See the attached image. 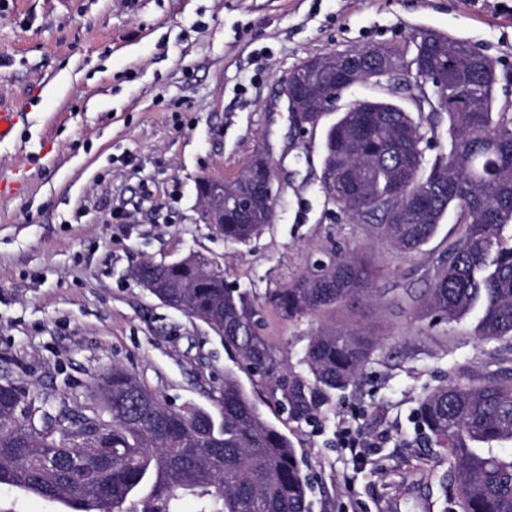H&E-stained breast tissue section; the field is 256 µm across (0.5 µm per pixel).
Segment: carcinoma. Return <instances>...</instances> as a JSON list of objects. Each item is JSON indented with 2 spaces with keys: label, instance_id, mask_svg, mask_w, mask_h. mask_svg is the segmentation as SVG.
<instances>
[{
  "label": "carcinoma",
  "instance_id": "1",
  "mask_svg": "<svg viewBox=\"0 0 512 512\" xmlns=\"http://www.w3.org/2000/svg\"><path fill=\"white\" fill-rule=\"evenodd\" d=\"M422 54L426 72L448 70V87L432 86L447 105L414 114L396 102L379 112H344L326 134L324 165L336 162V204L354 217L373 218L376 234L405 254L431 239L453 209L462 235L415 296L421 312L451 322L476 308L478 335L486 341L512 337V107L499 105L495 62L462 40L438 35L435 44L390 48L399 64ZM448 114L449 150L428 159L425 128ZM274 188L255 224L224 210V239L246 243L272 223ZM191 271L170 270L172 287L160 289L189 316L223 332L224 343L256 374L275 381L281 361L257 332L258 310L247 293L224 285L216 272L181 284ZM375 270L358 254L334 253L328 261L269 295L282 318L295 321L352 306L382 292ZM362 327H321L309 337L301 360L307 377L293 374L283 397L300 418L323 404L327 393L361 375L379 348ZM112 381V463L101 466L81 443L60 444L55 434L77 431L101 413L74 420L30 407L24 392L0 379V488H21L70 512H132L143 495V512H179L182 491H200L199 512H309L308 483L288 437L266 420L240 381L224 375L217 412L177 410L145 389L126 370L103 372ZM418 425L448 458L458 480L461 512H512V384L496 377L450 380L424 394Z\"/></svg>",
  "mask_w": 512,
  "mask_h": 512
}]
</instances>
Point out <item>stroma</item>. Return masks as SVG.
<instances>
[{"mask_svg":"<svg viewBox=\"0 0 512 512\" xmlns=\"http://www.w3.org/2000/svg\"><path fill=\"white\" fill-rule=\"evenodd\" d=\"M432 29L462 38L512 74V13L473 0H0V101L23 119L0 142V378L51 414L92 413L94 386L119 366L176 409H214L233 372L292 442L310 512H450L456 483L423 434L419 400L448 380L512 378V338L479 339L476 319L417 316L411 292L462 231L448 213L411 255L328 201L323 144L347 101L297 134L280 95L307 58L401 45ZM269 145L275 218L244 244L202 219L198 183L235 176ZM377 269L383 299L283 320L264 299L330 252ZM206 256L226 287L262 302L258 331L284 376L300 371L317 326L362 322L381 346L362 376L299 419L208 324L131 275L145 261ZM361 440L345 448L338 422Z\"/></svg>","mask_w":512,"mask_h":512,"instance_id":"1","label":"stroma"}]
</instances>
